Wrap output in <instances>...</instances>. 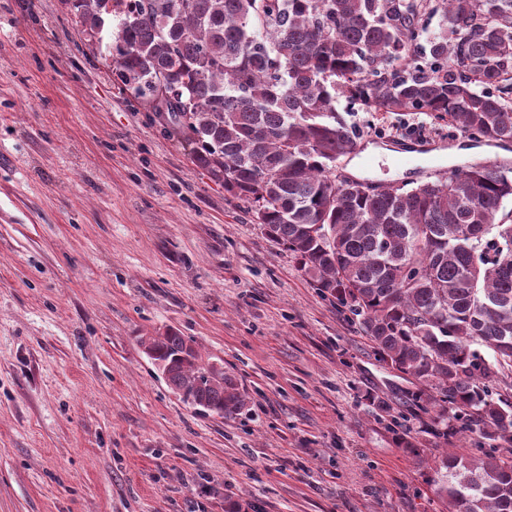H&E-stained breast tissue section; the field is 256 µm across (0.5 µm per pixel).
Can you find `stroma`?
I'll list each match as a JSON object with an SVG mask.
<instances>
[{
    "label": "stroma",
    "instance_id": "35a3bbf8",
    "mask_svg": "<svg viewBox=\"0 0 512 512\" xmlns=\"http://www.w3.org/2000/svg\"><path fill=\"white\" fill-rule=\"evenodd\" d=\"M338 108L377 160L341 167L380 186L426 179L397 162L413 140L512 164L421 115ZM168 329L223 366L237 415L168 387L140 343ZM412 391L118 93L63 0H0V512H440L436 466L483 440L432 434Z\"/></svg>",
    "mask_w": 512,
    "mask_h": 512
}]
</instances>
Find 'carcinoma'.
Listing matches in <instances>:
<instances>
[{"instance_id": "1", "label": "carcinoma", "mask_w": 512, "mask_h": 512, "mask_svg": "<svg viewBox=\"0 0 512 512\" xmlns=\"http://www.w3.org/2000/svg\"><path fill=\"white\" fill-rule=\"evenodd\" d=\"M138 111L244 204L381 361L438 405L435 432L477 427L484 456L447 455L445 512H512V166L471 162L413 187L338 172L373 115L419 112L477 143H512V0H63ZM445 24L426 43L427 20ZM115 26L109 40L102 33ZM169 329L141 344L190 407L227 417L236 384Z\"/></svg>"}]
</instances>
